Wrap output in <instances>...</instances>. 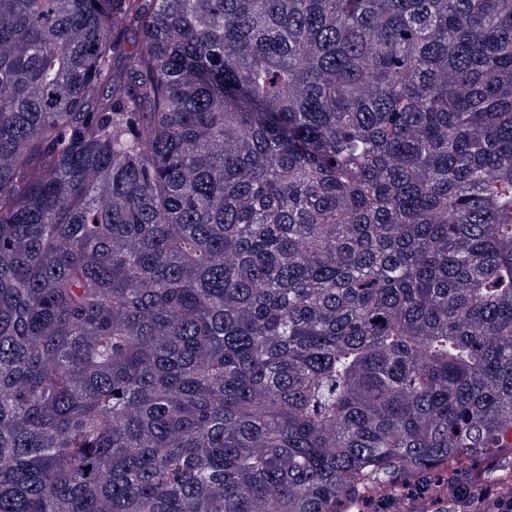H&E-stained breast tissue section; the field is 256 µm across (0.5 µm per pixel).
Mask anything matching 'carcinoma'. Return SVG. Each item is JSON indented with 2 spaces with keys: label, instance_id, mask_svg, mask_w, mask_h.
I'll list each match as a JSON object with an SVG mask.
<instances>
[{
  "label": "carcinoma",
  "instance_id": "obj_1",
  "mask_svg": "<svg viewBox=\"0 0 512 512\" xmlns=\"http://www.w3.org/2000/svg\"><path fill=\"white\" fill-rule=\"evenodd\" d=\"M512 0H0V512L512 492Z\"/></svg>",
  "mask_w": 512,
  "mask_h": 512
}]
</instances>
